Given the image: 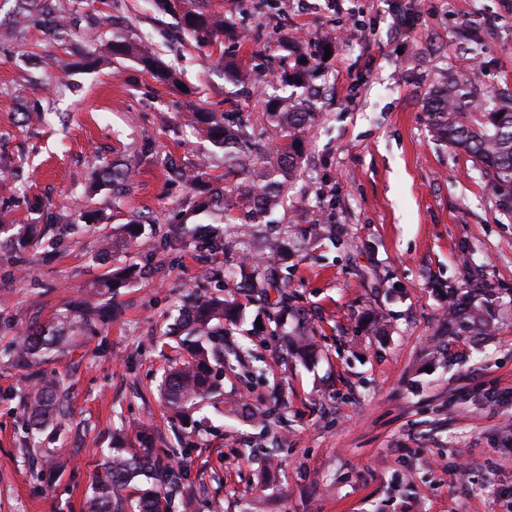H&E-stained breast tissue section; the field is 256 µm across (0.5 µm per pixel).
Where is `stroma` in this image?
<instances>
[{
    "label": "stroma",
    "instance_id": "1",
    "mask_svg": "<svg viewBox=\"0 0 512 512\" xmlns=\"http://www.w3.org/2000/svg\"><path fill=\"white\" fill-rule=\"evenodd\" d=\"M248 35L208 47L153 0H74L53 40L0 0V208L47 225L46 247L0 249V349L34 322L65 313L81 289L124 265L132 282L106 303L119 315L85 330L45 366L66 390L80 431L22 450V371L0 359V512H89L90 486L133 424L165 455L180 432L155 387L183 359L164 333L187 293L233 298L237 251L167 242L177 223L234 240L236 217L203 205L199 188L169 181L167 162L204 167L196 110L236 103L256 140L280 132L268 87L288 36L301 42L320 88L297 177L274 217L290 225L281 266L302 319L279 325L242 302L224 326V397L195 412L196 450L179 468L194 512H512V199L464 151L435 141L424 100L439 73L512 103V0H211ZM349 28L323 54V35ZM150 48L179 76L158 82L112 40ZM248 70L242 92L225 63ZM131 170L123 192L102 166ZM99 221L79 224L81 212ZM144 226L130 248L98 258L102 237ZM482 280L475 297L493 331L452 335L447 294ZM304 324L316 358L293 354ZM264 360L268 380L245 383ZM273 411L269 426L249 410ZM65 466L37 480L42 450Z\"/></svg>",
    "mask_w": 512,
    "mask_h": 512
}]
</instances>
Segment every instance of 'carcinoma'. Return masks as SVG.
Listing matches in <instances>:
<instances>
[{
  "instance_id": "cac0c4a2",
  "label": "carcinoma",
  "mask_w": 512,
  "mask_h": 512,
  "mask_svg": "<svg viewBox=\"0 0 512 512\" xmlns=\"http://www.w3.org/2000/svg\"><path fill=\"white\" fill-rule=\"evenodd\" d=\"M180 16L181 27L199 41H223L236 36L234 24L218 12H209L199 6V0H184ZM72 12L69 0H40V22L68 21ZM281 49L296 55L294 64L282 68L279 75L283 86L297 87L305 83L307 68L296 45L287 42ZM115 57H133L144 69L164 83H174L176 73L164 67L147 48L132 41H115L108 45ZM430 114V132L433 138L450 148L463 150L475 158L478 166L493 187L512 193V109L496 107L492 99L476 108L468 100L462 86L450 75H440L424 102ZM268 112L281 132L279 146L270 150L252 141L248 125L237 112H198L195 121L202 126L203 137L222 151L225 174L233 175L232 186L224 187V195L234 198L240 213L238 237L243 261L233 275L243 280L242 289H260L265 293L274 289L280 306L286 299L284 286L274 274V265L284 255L283 238L265 237L263 250H251L250 239L260 225H269L268 217L280 204L288 183L296 176L302 159V133L316 118L314 103L298 96L274 95L268 100ZM9 231L10 245L24 251L34 239L30 224H11L0 215V234ZM139 223L126 224L120 237H104L99 251L110 254L117 247H130L139 237ZM134 274L130 268L120 269L86 292V297L74 303L69 313L46 323L29 326L19 341L4 350L11 365L24 371L27 392L24 401V448H35L48 428L58 429L70 417L65 399L55 380L47 378L42 365L66 349L74 334L86 329L105 316L97 297L107 292L117 294ZM228 303L213 294L197 295L186 309V321L174 323L165 332L178 348L186 352L184 360L169 369L162 379L158 395L171 417L186 421L205 400L221 394L224 377V318ZM448 319L465 331L480 334L487 330L480 314L461 307L448 297ZM173 469L162 463L154 450L153 441L145 437L134 448L114 446L109 449L102 472L96 475L90 512H192L193 503L183 498L174 503ZM130 489L121 496L120 491Z\"/></svg>"
}]
</instances>
